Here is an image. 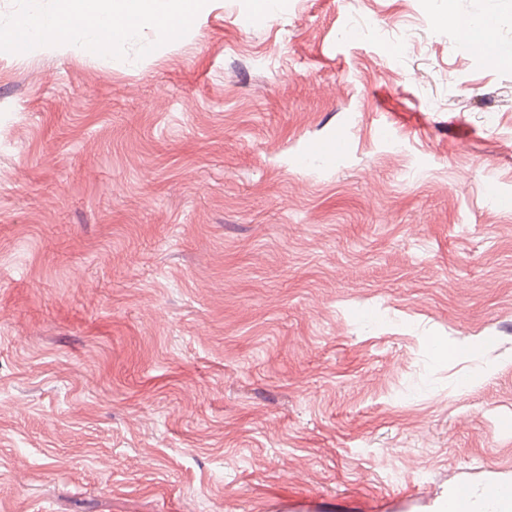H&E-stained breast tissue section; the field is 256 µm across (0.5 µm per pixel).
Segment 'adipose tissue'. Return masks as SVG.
Listing matches in <instances>:
<instances>
[{
    "mask_svg": "<svg viewBox=\"0 0 512 512\" xmlns=\"http://www.w3.org/2000/svg\"><path fill=\"white\" fill-rule=\"evenodd\" d=\"M200 0H58L56 10L41 18L24 17L10 28L9 43L36 44L64 54H87L89 45L106 47L149 26L168 42L178 41L198 15ZM464 44L482 57L512 64V53L498 44V19L456 18Z\"/></svg>",
    "mask_w": 512,
    "mask_h": 512,
    "instance_id": "obj_1",
    "label": "adipose tissue"
}]
</instances>
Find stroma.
I'll return each instance as SVG.
<instances>
[{"label": "stroma", "mask_w": 512, "mask_h": 512, "mask_svg": "<svg viewBox=\"0 0 512 512\" xmlns=\"http://www.w3.org/2000/svg\"><path fill=\"white\" fill-rule=\"evenodd\" d=\"M492 10L512 49V0L0 44V512L512 486V66L453 23Z\"/></svg>", "instance_id": "obj_1"}]
</instances>
